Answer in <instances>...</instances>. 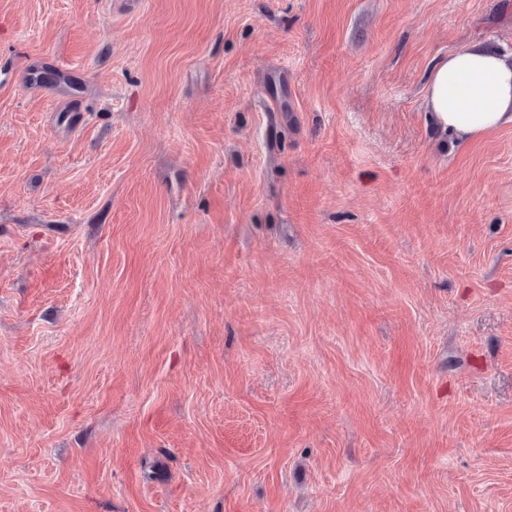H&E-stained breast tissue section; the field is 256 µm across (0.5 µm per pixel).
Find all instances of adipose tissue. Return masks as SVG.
Masks as SVG:
<instances>
[{"mask_svg": "<svg viewBox=\"0 0 512 512\" xmlns=\"http://www.w3.org/2000/svg\"><path fill=\"white\" fill-rule=\"evenodd\" d=\"M425 104L456 145L512 127V57L476 44L433 67Z\"/></svg>", "mask_w": 512, "mask_h": 512, "instance_id": "obj_1", "label": "adipose tissue"}]
</instances>
